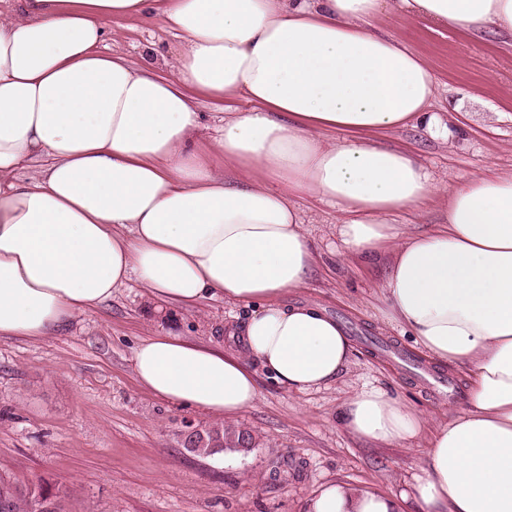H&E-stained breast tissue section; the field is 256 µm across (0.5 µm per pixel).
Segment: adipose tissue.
Listing matches in <instances>:
<instances>
[{"label":"adipose tissue","instance_id":"1","mask_svg":"<svg viewBox=\"0 0 512 512\" xmlns=\"http://www.w3.org/2000/svg\"><path fill=\"white\" fill-rule=\"evenodd\" d=\"M0 13V340L42 339L138 282L186 308L250 306L243 348L151 336L134 350L155 397L218 417L259 397L258 373L317 391L349 363L343 326L312 301L284 304L319 256L298 200L339 215L345 254L386 259L381 314L434 363L464 370L463 406L432 430L362 384L346 429L411 446L422 512H512V172L443 184L382 134L424 126L438 83L375 19L512 35V0H15ZM115 18L181 38L158 69L100 46ZM242 99L201 138L200 97ZM41 161L20 182L18 170ZM440 205L409 234L392 215ZM307 512H402L396 496L329 482Z\"/></svg>","mask_w":512,"mask_h":512}]
</instances>
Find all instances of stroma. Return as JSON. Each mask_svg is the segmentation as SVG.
<instances>
[{
  "mask_svg": "<svg viewBox=\"0 0 512 512\" xmlns=\"http://www.w3.org/2000/svg\"><path fill=\"white\" fill-rule=\"evenodd\" d=\"M379 25L428 60L439 84L434 109L453 131L445 142L409 127L384 134L383 143L410 150L438 179L511 172L512 38L439 31L423 19ZM106 29L108 49L135 63L147 42L167 56L181 46L140 21L115 18ZM298 206L319 263L287 300L318 302L346 327L354 353L336 381L297 392L259 375L255 405L230 420L257 433L259 446L190 452L181 431L212 424L214 416L141 388L133 350L161 331L223 342L227 314L243 321L249 311L220 299L159 305L141 289L122 288L76 314L62 333L0 340V478L69 489L68 512H306L313 491L328 482L410 492L427 467L425 437L409 448L359 438L344 426L346 405L370 382L422 411L432 426L462 406L465 373L434 365L381 317L377 285L385 265L336 252V212L309 199Z\"/></svg>",
  "mask_w": 512,
  "mask_h": 512,
  "instance_id": "1",
  "label": "stroma"
}]
</instances>
